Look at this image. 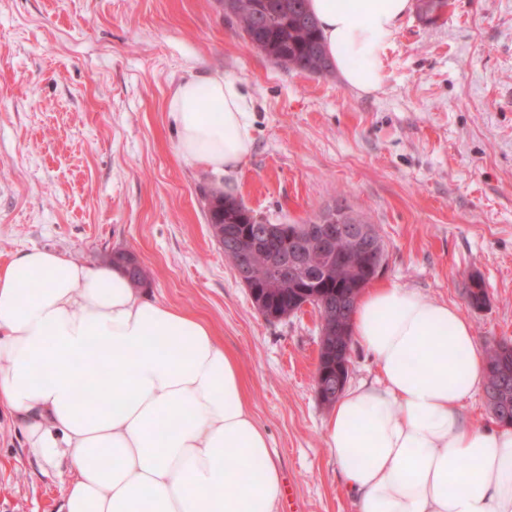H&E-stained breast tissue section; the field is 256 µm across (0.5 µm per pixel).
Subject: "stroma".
I'll return each instance as SVG.
<instances>
[{"label":"stroma","mask_w":512,"mask_h":512,"mask_svg":"<svg viewBox=\"0 0 512 512\" xmlns=\"http://www.w3.org/2000/svg\"><path fill=\"white\" fill-rule=\"evenodd\" d=\"M199 72L253 100L254 149L228 176L176 152L166 100ZM383 72L360 94L283 70L221 0H0V266L31 247L93 267L135 254L146 295L209 322L238 357L282 512H352L314 385L319 316L256 312L201 189L269 224L345 205L383 239L380 282L458 306L479 342L512 341V0H448L434 22L410 12ZM62 495L0 415V512H59Z\"/></svg>","instance_id":"1"}]
</instances>
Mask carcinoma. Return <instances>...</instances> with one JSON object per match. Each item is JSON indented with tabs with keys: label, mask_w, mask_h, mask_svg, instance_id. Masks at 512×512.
Segmentation results:
<instances>
[{
	"label": "carcinoma",
	"mask_w": 512,
	"mask_h": 512,
	"mask_svg": "<svg viewBox=\"0 0 512 512\" xmlns=\"http://www.w3.org/2000/svg\"><path fill=\"white\" fill-rule=\"evenodd\" d=\"M224 17L239 24L249 43L275 64L286 70L325 76L331 71L318 26L307 9V0H222ZM210 202L208 223L215 227L225 223L229 214L244 215L249 212L240 201L216 190L204 191ZM337 254L346 275L342 288H324L322 300L334 306L342 303L334 326V335L328 337L332 358L325 360L326 368H336L339 392H344L348 382L343 364V352L352 347V337L344 335L343 323L351 321L355 305L348 301L353 287L364 283L369 276V256L348 252L344 242L337 244ZM297 293L286 286L279 294L271 296L265 307L286 313L293 305ZM488 293L479 277H472L467 289L468 305L474 309L486 306ZM486 382L484 392L488 409L494 420L512 425V345L488 343L485 346Z\"/></svg>",
	"instance_id": "1"
}]
</instances>
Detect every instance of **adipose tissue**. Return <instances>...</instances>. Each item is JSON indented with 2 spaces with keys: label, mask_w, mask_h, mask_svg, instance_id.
<instances>
[{
  "label": "adipose tissue",
  "mask_w": 512,
  "mask_h": 512,
  "mask_svg": "<svg viewBox=\"0 0 512 512\" xmlns=\"http://www.w3.org/2000/svg\"><path fill=\"white\" fill-rule=\"evenodd\" d=\"M413 0H309L326 55L362 94ZM177 152L234 172L252 102L229 76L169 96ZM375 376L326 422L353 512H512V428L464 413L485 354L460 309L411 288L367 289L351 319ZM0 413L64 484L59 512H280L281 473L237 357L213 328L149 300L120 266L30 248L0 267Z\"/></svg>",
  "instance_id": "adipose-tissue-1"
}]
</instances>
